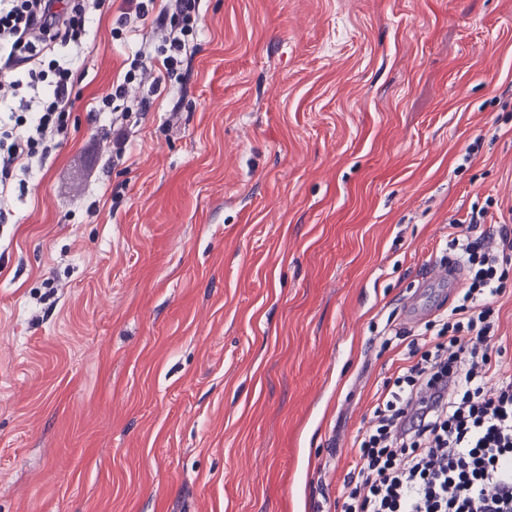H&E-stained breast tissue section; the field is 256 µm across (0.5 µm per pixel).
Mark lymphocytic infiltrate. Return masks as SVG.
Here are the masks:
<instances>
[{
    "mask_svg": "<svg viewBox=\"0 0 512 512\" xmlns=\"http://www.w3.org/2000/svg\"><path fill=\"white\" fill-rule=\"evenodd\" d=\"M106 0H0V214L14 182L42 167L67 129L87 23ZM151 20L163 59L154 79L176 78L200 25L198 0H169L151 14L134 0L118 23ZM469 286L420 333L375 409L377 426L354 442L343 512H512V380L488 390L494 299L512 262V226L451 232Z\"/></svg>",
    "mask_w": 512,
    "mask_h": 512,
    "instance_id": "obj_1",
    "label": "lymphocytic infiltrate"
}]
</instances>
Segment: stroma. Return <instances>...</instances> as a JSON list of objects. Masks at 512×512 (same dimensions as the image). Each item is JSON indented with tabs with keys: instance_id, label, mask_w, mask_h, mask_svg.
Masks as SVG:
<instances>
[{
	"instance_id": "1",
	"label": "stroma",
	"mask_w": 512,
	"mask_h": 512,
	"mask_svg": "<svg viewBox=\"0 0 512 512\" xmlns=\"http://www.w3.org/2000/svg\"><path fill=\"white\" fill-rule=\"evenodd\" d=\"M122 8L0 223V512H341L449 223L512 225V0H199L116 157Z\"/></svg>"
}]
</instances>
